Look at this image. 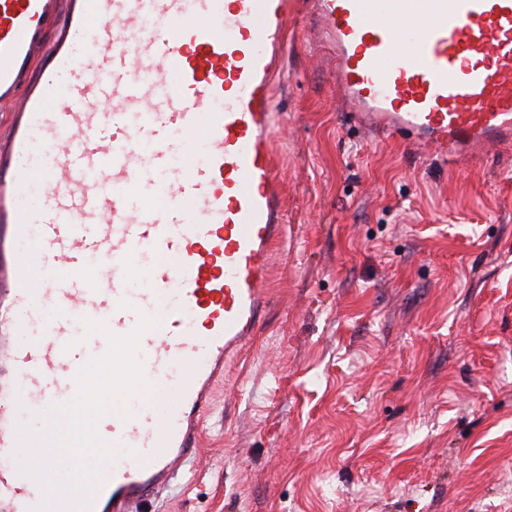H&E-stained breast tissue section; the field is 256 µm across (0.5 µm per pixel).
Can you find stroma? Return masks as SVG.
<instances>
[{"instance_id": "obj_1", "label": "stroma", "mask_w": 512, "mask_h": 512, "mask_svg": "<svg viewBox=\"0 0 512 512\" xmlns=\"http://www.w3.org/2000/svg\"><path fill=\"white\" fill-rule=\"evenodd\" d=\"M293 6L273 301L153 512H512V149L376 143Z\"/></svg>"}]
</instances>
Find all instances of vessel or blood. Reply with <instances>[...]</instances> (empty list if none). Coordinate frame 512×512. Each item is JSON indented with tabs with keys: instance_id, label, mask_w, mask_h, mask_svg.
Masks as SVG:
<instances>
[{
	"instance_id": "vessel-or-blood-1",
	"label": "vessel or blood",
	"mask_w": 512,
	"mask_h": 512,
	"mask_svg": "<svg viewBox=\"0 0 512 512\" xmlns=\"http://www.w3.org/2000/svg\"><path fill=\"white\" fill-rule=\"evenodd\" d=\"M422 23L407 29L401 8ZM345 111L379 141L452 166L512 145V0H308ZM63 14L51 52L47 22ZM290 0H0V512L43 490L17 427L75 393L107 348L83 319L142 335L163 395L108 415L125 452L86 512H148L203 446L227 370L257 334L282 240L272 136ZM45 59L42 81L22 75Z\"/></svg>"
}]
</instances>
